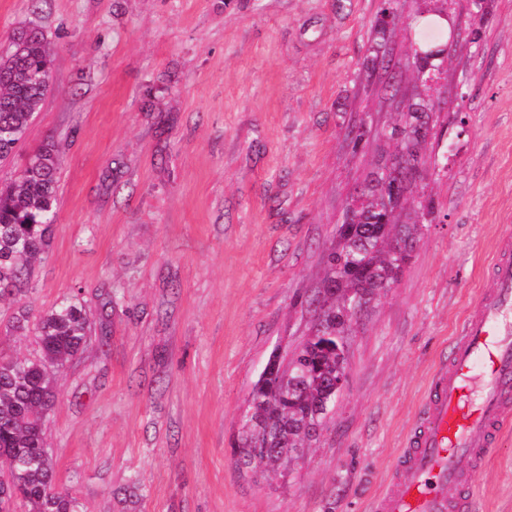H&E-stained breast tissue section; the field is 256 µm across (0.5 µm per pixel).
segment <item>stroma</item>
<instances>
[{
	"label": "stroma",
	"mask_w": 512,
	"mask_h": 512,
	"mask_svg": "<svg viewBox=\"0 0 512 512\" xmlns=\"http://www.w3.org/2000/svg\"><path fill=\"white\" fill-rule=\"evenodd\" d=\"M379 0H0V51L36 27L50 89L13 183L53 144L58 208L36 288L0 297V352L38 356V316L78 295L95 328L47 414L59 491L82 512H371L512 235V0H400L391 73L366 81ZM479 30L424 66L419 18ZM450 43V42H449ZM441 91L428 149L433 223L394 288L353 317L329 426L252 475L234 443L275 347L308 328L322 249L413 95ZM368 132L354 144L348 132ZM474 512H512V411L471 477Z\"/></svg>",
	"instance_id": "35a3bbf8"
}]
</instances>
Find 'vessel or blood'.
Returning <instances> with one entry per match:
<instances>
[{"label":"vessel or blood","instance_id":"obj_1","mask_svg":"<svg viewBox=\"0 0 512 512\" xmlns=\"http://www.w3.org/2000/svg\"><path fill=\"white\" fill-rule=\"evenodd\" d=\"M512 409V239L448 361L432 375L423 417L372 512H469L467 480Z\"/></svg>","mask_w":512,"mask_h":512}]
</instances>
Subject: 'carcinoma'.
Masks as SVG:
<instances>
[{
    "instance_id": "obj_1",
    "label": "carcinoma",
    "mask_w": 512,
    "mask_h": 512,
    "mask_svg": "<svg viewBox=\"0 0 512 512\" xmlns=\"http://www.w3.org/2000/svg\"><path fill=\"white\" fill-rule=\"evenodd\" d=\"M50 72L49 42L35 27L15 34L11 49L0 54L1 161L25 137L47 94ZM438 105L431 97L412 100L385 131L421 166ZM56 166L54 145L47 144L29 155L12 185L0 188V294L32 287V261L50 247L58 205ZM412 205L416 217L432 223L431 195L420 190ZM401 209L376 167L325 249L321 288L306 299L320 314L321 329L282 359L284 369L260 374L252 388L239 468L253 470L257 457L262 468L278 469L326 425L336 404V379L348 369L344 344L354 316L351 302L393 287L419 240L420 223L396 222ZM35 330L39 356L0 355V492H16L27 512H81L75 499L54 487L45 418L55 372L80 355L91 321L80 301L67 298L39 314Z\"/></svg>"
}]
</instances>
